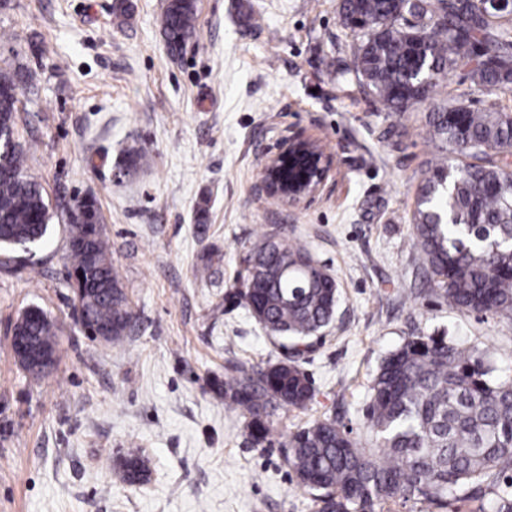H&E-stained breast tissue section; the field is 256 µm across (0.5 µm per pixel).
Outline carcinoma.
Returning a JSON list of instances; mask_svg holds the SVG:
<instances>
[{
    "instance_id": "obj_1",
    "label": "carcinoma",
    "mask_w": 512,
    "mask_h": 512,
    "mask_svg": "<svg viewBox=\"0 0 512 512\" xmlns=\"http://www.w3.org/2000/svg\"><path fill=\"white\" fill-rule=\"evenodd\" d=\"M342 23L355 33L353 75L385 112L425 102L449 73L468 70L474 89L428 113L437 149L418 184L412 224L418 270L438 284L448 307L512 316V113L473 108L462 97L512 92V19L490 18L481 0H342ZM196 0H168L162 28L179 49L195 29ZM21 70L0 74V247L26 253L49 229V203L28 173L15 140ZM86 240L71 249V268L91 289L84 325L127 336L133 315L101 232L96 201L85 197L65 217ZM239 297L272 336L294 341L293 358L253 375L224 376V402L240 409L256 443L270 433V411L303 409L315 398L296 357L331 322L335 278L302 242L266 234L254 244ZM13 330L56 350V327L43 310ZM375 446L361 448L333 419L316 420L288 439L286 462L320 503L319 512H375L389 501L478 504L512 512V378L495 375L477 346L412 336L382 361L365 409Z\"/></svg>"
}]
</instances>
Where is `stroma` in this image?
Wrapping results in <instances>:
<instances>
[{"label": "stroma", "mask_w": 512, "mask_h": 512, "mask_svg": "<svg viewBox=\"0 0 512 512\" xmlns=\"http://www.w3.org/2000/svg\"><path fill=\"white\" fill-rule=\"evenodd\" d=\"M166 3L0 0V70L29 75L15 137L53 214L34 258L0 249V512H319L285 462L289 435L330 418L368 444L369 385L408 337L478 346L512 377V316L450 309L417 270L426 116L464 73L378 112L342 73L353 35L340 0H196V34L175 54ZM295 132L334 168L315 202L290 208L260 190L257 159ZM88 196L133 312L116 347L79 328L67 278L64 206ZM278 232L326 266L340 302L299 360L313 402L277 409L257 445L219 387L230 366L287 356L238 295L250 246ZM31 306L58 327L56 364L38 379L11 344ZM131 450L152 470L137 488L115 465Z\"/></svg>", "instance_id": "1"}]
</instances>
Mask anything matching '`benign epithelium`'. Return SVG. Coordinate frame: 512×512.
<instances>
[{"instance_id":"benign-epithelium-1","label":"benign epithelium","mask_w":512,"mask_h":512,"mask_svg":"<svg viewBox=\"0 0 512 512\" xmlns=\"http://www.w3.org/2000/svg\"><path fill=\"white\" fill-rule=\"evenodd\" d=\"M331 167L332 160L314 149L313 142L290 139L268 158L261 174L262 188L268 196L295 207L315 199ZM11 344L16 359L35 375L47 372L55 364L56 355H33L28 343L20 336L12 337Z\"/></svg>"}]
</instances>
